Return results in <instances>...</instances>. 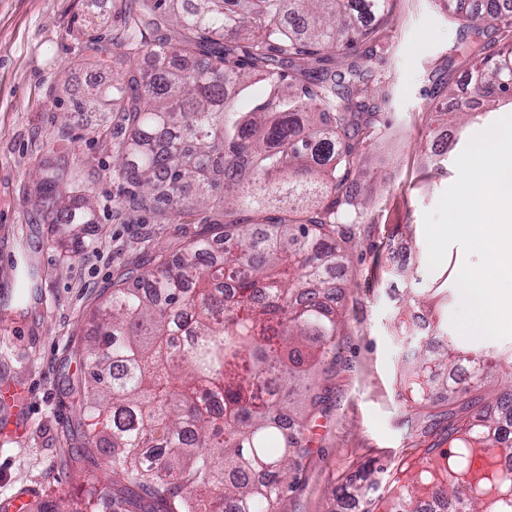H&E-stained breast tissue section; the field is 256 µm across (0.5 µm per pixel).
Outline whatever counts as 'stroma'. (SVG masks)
<instances>
[{
    "mask_svg": "<svg viewBox=\"0 0 512 512\" xmlns=\"http://www.w3.org/2000/svg\"><path fill=\"white\" fill-rule=\"evenodd\" d=\"M115 2L0 0V383L28 393L23 410L0 403V507L19 496L22 512H42L58 497L84 500L81 479L63 465L82 448L65 380L80 367L73 353L91 337L99 297L131 268L148 267L155 252H175L204 230L116 209L123 184L112 176L114 148L103 134L113 115L99 104L75 109L112 84L111 68L90 58L86 45L111 40ZM459 31L440 0H399L381 33L386 53L368 86L387 92L390 130L372 140L361 180L370 207L342 277L336 359L309 378L328 387L329 399L309 425V453L277 512H385L395 464L425 467L428 441L417 429L436 411L409 402L398 385L426 342L406 320L412 309H425L437 335L461 343L452 316L461 304L456 278L464 254L452 246L430 269L423 215L455 181V160L470 139L512 115V102L502 101L456 132L444 175L428 168L429 91L446 82L473 95ZM54 154L79 169L94 223H46L33 172ZM400 241L418 255L404 273L393 261ZM24 255L35 270L26 290L18 269Z\"/></svg>",
    "mask_w": 512,
    "mask_h": 512,
    "instance_id": "35a3bbf8",
    "label": "stroma"
}]
</instances>
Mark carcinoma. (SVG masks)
Returning a JSON list of instances; mask_svg holds the SVG:
<instances>
[{
  "label": "carcinoma",
  "mask_w": 512,
  "mask_h": 512,
  "mask_svg": "<svg viewBox=\"0 0 512 512\" xmlns=\"http://www.w3.org/2000/svg\"><path fill=\"white\" fill-rule=\"evenodd\" d=\"M395 0H134L119 10L112 45L129 61L105 100L118 122L112 176L119 209L170 218L202 215L215 233L120 284L97 307V338L78 397L86 441L72 458L100 499L124 512H276L309 453L304 431L326 389L294 394L336 354L339 327L328 272L348 260L365 223L358 181L367 142L383 135L382 104L365 83L383 59L379 32ZM462 22L467 73L488 108L512 81V46L484 40L483 24L512 26V0ZM265 91L254 96L252 86ZM455 89L435 85L437 123L457 129L470 112L448 110ZM37 205L52 224H87L89 189L62 157L38 172ZM494 370L481 351L446 347L420 360L408 387L448 403V425L424 453L443 479L421 475L388 512H512V497H485L512 474V384L493 401L459 402ZM224 408L203 406L204 397ZM474 483L481 495L460 487Z\"/></svg>",
  "instance_id": "cac0c4a2"
}]
</instances>
